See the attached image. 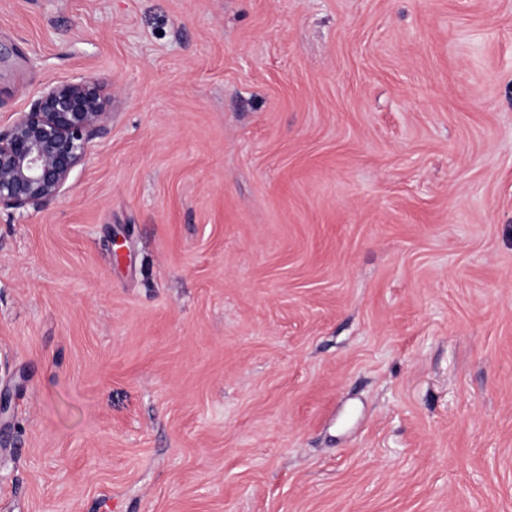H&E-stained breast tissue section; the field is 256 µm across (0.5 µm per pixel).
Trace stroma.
Here are the masks:
<instances>
[{
	"instance_id": "1",
	"label": "stroma",
	"mask_w": 512,
	"mask_h": 512,
	"mask_svg": "<svg viewBox=\"0 0 512 512\" xmlns=\"http://www.w3.org/2000/svg\"><path fill=\"white\" fill-rule=\"evenodd\" d=\"M0 512H512V0H0ZM111 117L112 104L97 82L44 88L28 112L0 131V211L36 209L58 198Z\"/></svg>"
}]
</instances>
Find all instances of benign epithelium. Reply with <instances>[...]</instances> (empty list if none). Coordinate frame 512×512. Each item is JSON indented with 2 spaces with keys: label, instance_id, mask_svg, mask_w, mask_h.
<instances>
[{
  "label": "benign epithelium",
  "instance_id": "obj_1",
  "mask_svg": "<svg viewBox=\"0 0 512 512\" xmlns=\"http://www.w3.org/2000/svg\"><path fill=\"white\" fill-rule=\"evenodd\" d=\"M111 117L112 104L94 81L44 88L29 111L0 131V210L36 209L58 198Z\"/></svg>",
  "mask_w": 512,
  "mask_h": 512
}]
</instances>
